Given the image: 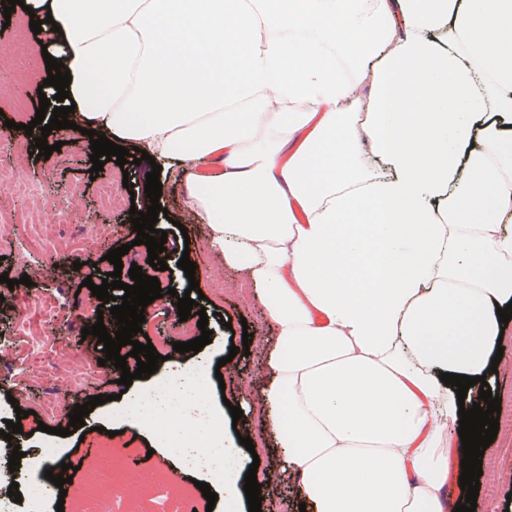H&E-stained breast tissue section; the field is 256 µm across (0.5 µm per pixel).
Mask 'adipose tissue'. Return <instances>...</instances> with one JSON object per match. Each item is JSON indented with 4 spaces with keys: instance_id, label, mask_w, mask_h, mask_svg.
<instances>
[{
    "instance_id": "ef3b65f1",
    "label": "adipose tissue",
    "mask_w": 512,
    "mask_h": 512,
    "mask_svg": "<svg viewBox=\"0 0 512 512\" xmlns=\"http://www.w3.org/2000/svg\"><path fill=\"white\" fill-rule=\"evenodd\" d=\"M76 125L177 164L216 272L274 328L252 406L309 512H443L512 302V0H25ZM164 451L242 495L203 374Z\"/></svg>"
}]
</instances>
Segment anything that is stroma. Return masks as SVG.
Listing matches in <instances>:
<instances>
[{"label":"stroma","mask_w":512,"mask_h":512,"mask_svg":"<svg viewBox=\"0 0 512 512\" xmlns=\"http://www.w3.org/2000/svg\"><path fill=\"white\" fill-rule=\"evenodd\" d=\"M29 22L22 8L11 12L10 24L5 29L6 45H0V113L6 120H13L14 128L0 124V187L15 179L23 178L34 187L35 194L26 199L0 200V228L5 231L6 243L0 245V275L18 279L30 272L33 264L44 261L54 264L56 272L47 279L37 280L30 287L18 289L9 305L0 307V336L10 338L12 359L18 366H26L29 359V339L16 330L18 319L27 313L29 302L36 290H49L56 302L58 316L55 322L36 316L35 321L48 332L42 358L44 363L62 359L71 367H78L82 359H98L103 355L96 336H83L85 315L98 306L97 297L83 287V276H90L94 284H101L104 273L114 266L104 260L101 250L91 241L98 234H105L110 248L129 245L128 254L122 256L123 265L142 262L148 249L135 245L137 236L132 228L127 202L143 205L146 195L144 184L149 164H128L120 168L115 162H106L98 177H91L92 163L89 140L62 145L52 152L49 159H36L30 152L34 139L25 134L23 126L34 119L39 107L37 89L46 79L43 70L31 69L21 60L15 45L35 51L39 48L37 35L30 34L17 40L18 28L28 27ZM110 184L124 202L123 209L98 211L97 221L84 223L81 210L95 205L98 188ZM185 189L182 183L168 181L162 185L160 205L168 214L159 218L157 226L166 232H174L176 224H184L190 238L189 259L197 269L194 279H187L178 269L175 259H168L170 272L168 286L174 287L175 295H163L155 299L150 315L142 330L150 339L177 336L179 319L176 315V294L184 293L190 281H198L205 300L208 327L212 332L210 344L200 352L182 354L183 363H203L204 373L210 382V395L214 407L224 410L232 404L242 409V420L236 428L241 435H248L256 453L245 456V464H257V481L261 486L262 512H300L299 502L290 485L281 483L278 451L272 441L258 437L257 424L248 407L255 401L265 384L263 372L258 369L257 353L230 355L229 347L241 343L242 331L253 335H269L273 329L265 316L262 305L254 298H241L237 289L227 287L223 276L214 272V259L206 246V228L191 223L183 209ZM36 210L51 227L45 233L41 249L21 253L13 249L15 241L26 239L29 225L23 224L21 215ZM84 264L82 276L69 272L73 261ZM121 373L113 364L100 367L92 375L82 391L72 392L65 387L46 381L45 377H29L22 384L0 380V430L6 421L17 418V410H25L27 418L21 419L22 432L13 441L0 439V485L18 480V473L9 471L8 459L12 445L21 451L36 455L38 448L50 445L59 454L74 457L82 454L97 455L101 440L112 439L120 447V464L128 471H147L152 475L150 491L141 493L139 512H173L178 505L192 504L195 512H204L207 501L199 496L191 481L190 472L181 470L179 461L163 454L157 440L147 432L137 435L127 432L125 425V400L119 399ZM16 395V403H9V395ZM55 395L58 401V417L68 420L74 405L87 402L94 395H106L105 404L96 406L84 427L61 437L38 431V418L34 416L43 397ZM495 454L500 462L493 478L481 479L476 512H505L507 498L512 495V445L494 443Z\"/></svg>","instance_id":"1"}]
</instances>
